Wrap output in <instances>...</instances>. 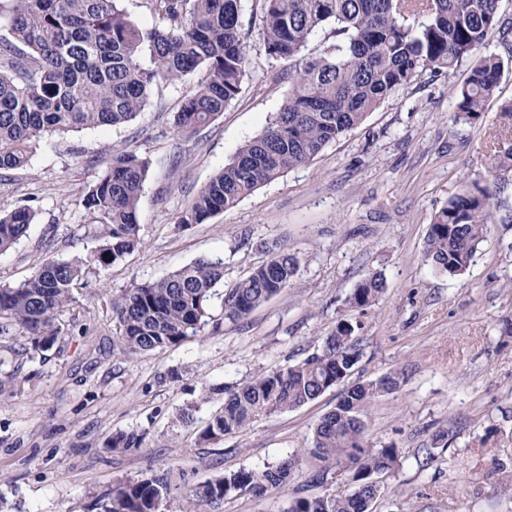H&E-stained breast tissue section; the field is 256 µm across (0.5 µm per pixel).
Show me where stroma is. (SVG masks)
Returning a JSON list of instances; mask_svg holds the SVG:
<instances>
[{
	"instance_id": "obj_1",
	"label": "stroma",
	"mask_w": 512,
	"mask_h": 512,
	"mask_svg": "<svg viewBox=\"0 0 512 512\" xmlns=\"http://www.w3.org/2000/svg\"><path fill=\"white\" fill-rule=\"evenodd\" d=\"M259 9V0L240 2L250 74L210 126L188 136L176 125L199 79L193 73L155 85L127 124L46 137L27 166L0 170V211L36 213L27 237L0 253V284L16 285L45 260L93 253L99 227L81 200L110 154L133 150L150 162L141 247L109 266L91 264L58 312L48 350L31 354L24 337L0 341V512H101L113 484L151 473L168 476L164 512H180L187 487L310 447L340 387L217 442L200 438L222 406L207 393L316 351L371 272L384 276L386 290L363 318L352 379L407 375L369 410L367 446L392 445L399 455L379 477L372 512H512V337L501 331L512 317V171L488 166L494 143L512 139V118L501 112L512 100V66L472 123L453 122L451 93L467 80L470 60L448 74L423 71L308 163L205 223L180 225L192 195L262 133L288 95L255 20ZM476 184L501 191L479 252L451 278L423 259L428 224L449 197ZM275 241L297 253L299 272L247 319L225 320L215 298L198 335L120 351L114 295L200 257L223 258L232 287L266 261L258 243ZM171 369L180 381H164ZM188 404L194 420L184 424L177 415ZM442 429L451 439L434 447ZM119 432L137 433L139 447L110 449ZM348 489L336 465L307 456L286 491L235 494L204 512H284L289 499Z\"/></svg>"
}]
</instances>
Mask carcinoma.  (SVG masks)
<instances>
[{"instance_id": "cac0c4a2", "label": "carcinoma", "mask_w": 512, "mask_h": 512, "mask_svg": "<svg viewBox=\"0 0 512 512\" xmlns=\"http://www.w3.org/2000/svg\"><path fill=\"white\" fill-rule=\"evenodd\" d=\"M120 0H0L8 36L0 37V170L17 169L46 134L63 136L90 127H114L143 111L151 87L180 81L196 71L204 77L182 100L177 126L193 134L213 123L240 94L249 61L239 29L240 0H146L159 18L139 26ZM259 26L269 55L288 64L289 91L267 128L247 141L234 159L191 198L180 224H202L236 206L259 186L302 166L329 143L360 125L367 115L421 71L449 72L474 58L466 82L452 89L453 120L478 118L493 97L505 68L498 54L482 53L491 32L507 42L512 21L498 12L499 0H259ZM329 29L336 42L307 53L310 38ZM148 50L152 67L140 63ZM492 172L512 170V143L493 150ZM150 168L133 150L115 153L83 196L100 227V244L89 259L47 260L17 285H0V337H27L32 350L55 342L57 312L72 298L92 262L115 263L141 246L139 203ZM492 193L476 186L455 194L428 225L424 258L450 277L469 268L488 232ZM30 208L0 214V251L27 236ZM268 260L223 294L224 319L239 321L288 287L299 258L285 245L259 243ZM224 284V262L203 258L152 283L135 284L112 297L124 350L148 352L180 343L209 319L208 305ZM382 274H369L350 292L359 313L383 294ZM363 322L345 317L322 349L301 362L262 373L239 388L216 385L223 400L201 431L205 441L242 432L263 416L297 409L326 390L344 385L336 407L318 421L312 448L275 466L243 469L189 487L182 512L233 494L281 491L295 477V462L310 454L344 469L351 491L294 498L285 512H371L378 490L374 477L398 461L393 446L364 445L369 408L399 387L402 373L347 385L360 362ZM140 444L120 432L110 447ZM169 493L166 475L120 482L101 512H161Z\"/></svg>"}]
</instances>
